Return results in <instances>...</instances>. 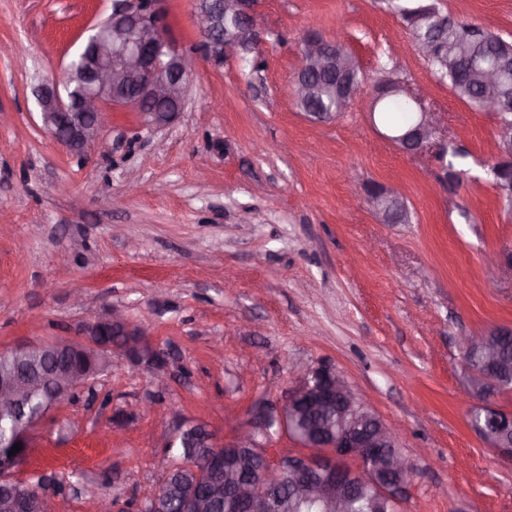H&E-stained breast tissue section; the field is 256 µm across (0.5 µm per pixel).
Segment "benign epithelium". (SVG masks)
Here are the masks:
<instances>
[{
  "label": "benign epithelium",
  "mask_w": 512,
  "mask_h": 512,
  "mask_svg": "<svg viewBox=\"0 0 512 512\" xmlns=\"http://www.w3.org/2000/svg\"><path fill=\"white\" fill-rule=\"evenodd\" d=\"M258 0H204L196 13V24L203 36V51L215 63L258 55L264 43L257 10ZM417 17L431 21L439 29L454 24L447 15L432 14L418 8ZM89 52H80L84 63V92L69 96L54 82H42L34 90L42 126L69 154L81 156L99 140V129L106 106L131 107L143 123L161 127L172 122L183 110L192 71L191 58L177 50L165 37L154 10V0H133L112 11L104 21L92 26L85 40ZM472 44L456 47L455 59L473 67L474 76L487 91L491 107L498 113L499 162L494 167L496 186L503 197H512V94L501 90L500 61L484 67L472 66ZM308 72L298 70L293 84L294 97L308 98L313 93L311 74L336 69V88L344 107L354 99L359 83L353 79L357 65L339 40L307 36L301 48ZM404 95L418 106L414 121L389 137L402 151L415 153L436 138L441 113L428 112L421 99L397 86L383 85L377 98ZM167 104V112L151 107ZM388 205L381 221L397 222L405 206L393 187L375 188ZM512 328L497 326L486 335L463 339L465 361L473 373L474 394L478 403L472 415H485L486 421L473 424L488 447L512 464V412L497 408L490 397L512 389V360L503 349ZM0 417L25 412L32 395L48 399L41 415L12 432V444L22 449L12 456L0 455V483L9 494L0 498V512H52L49 498L42 494L33 500L22 490L17 474L30 455L31 431L51 411L74 392L104 373L115 358H125L148 367L159 383L169 378V359L152 341L144 324L131 323L122 313L111 314L83 325L76 335L44 344L19 345L0 355ZM314 415L324 417L321 431L308 428ZM276 419L279 434L295 444L272 461L258 441L271 419ZM173 437L193 432L202 448L214 453L196 455L175 464L164 474L181 467L191 470L195 480L208 481L212 492L196 495L188 488L180 501V512H211L224 502L228 512H270L277 500L276 488L288 484L291 497L322 507L320 512H345L351 494L369 488L376 498L399 506L414 482L413 461L397 448L398 433L375 414L336 368L321 364L299 371L294 385L279 402L261 403L251 412L246 427L220 447L214 435L201 423L176 418L171 424ZM161 483L141 493L143 512H158Z\"/></svg>",
  "instance_id": "7a95c632"
}]
</instances>
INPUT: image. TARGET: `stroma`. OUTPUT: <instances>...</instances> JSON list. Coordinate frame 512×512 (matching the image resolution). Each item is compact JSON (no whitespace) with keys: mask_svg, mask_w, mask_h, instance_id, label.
Listing matches in <instances>:
<instances>
[{"mask_svg":"<svg viewBox=\"0 0 512 512\" xmlns=\"http://www.w3.org/2000/svg\"><path fill=\"white\" fill-rule=\"evenodd\" d=\"M512 41V0H433ZM114 0H0V353L73 336L124 310L171 353V378L124 359L33 431L21 476L59 485L54 512L97 499L136 512L158 482L173 417L217 442L281 399L298 366L329 363L397 423L417 468L400 512H512V465L471 426L463 339L512 325V206L490 174L498 116L475 110L414 50L400 10L419 0H260L261 55L216 64L196 0H157L164 33L196 59L183 112L144 125L111 108L107 153L70 155L43 129L34 87L59 81ZM362 72L351 107L314 122L292 95L309 33ZM400 81L441 113L438 144L389 141L376 90ZM396 187L405 221L366 194Z\"/></svg>","mask_w":512,"mask_h":512,"instance_id":"obj_1","label":"stroma"}]
</instances>
